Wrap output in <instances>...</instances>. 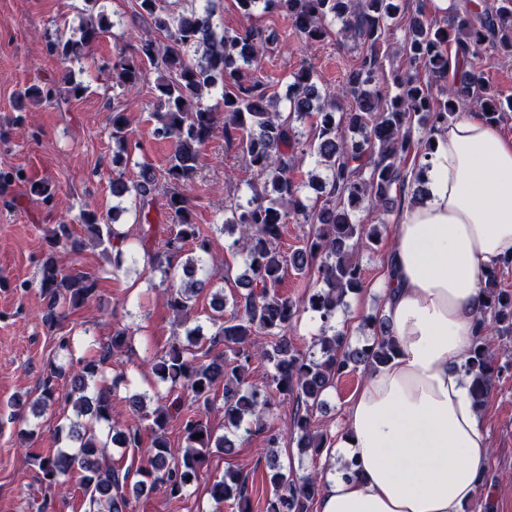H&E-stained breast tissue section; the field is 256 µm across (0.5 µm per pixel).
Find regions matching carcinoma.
<instances>
[{
	"mask_svg": "<svg viewBox=\"0 0 512 512\" xmlns=\"http://www.w3.org/2000/svg\"><path fill=\"white\" fill-rule=\"evenodd\" d=\"M241 15L249 20L257 9L283 12L294 33L307 46L322 41L333 24L337 34L365 47L346 73L343 94L350 107L336 121L339 109L335 97L316 89L312 72L302 67L288 85L289 112L276 110V94L269 85L249 77L245 70L267 52L269 37L256 26L241 27L233 34L217 33L212 14L196 10L177 16L162 14L157 0H139V14L153 21L166 34V42L152 38L139 41L133 52H118L112 60V77L123 88L137 86L146 78V65L163 67L167 76L155 86L154 118L157 132L173 139L168 160L164 195L168 209L177 218L175 230L164 240L163 251L151 250L153 225L150 204L159 189L152 164L139 163L137 179L127 183L112 180V196L119 203L132 198L139 223V235L131 241L122 225L107 224L94 208L83 209L78 222L91 233L103 251L112 254V265L138 263L146 258L144 271L160 273L166 303L182 324L191 321V311L200 293L211 285L204 275L214 260L210 236L194 220L193 199L186 194L200 170V156L224 112V140L235 145L246 164L263 180L262 192L242 204L232 198L224 205L220 231L232 237L228 249L240 255L244 270L234 283L243 291L224 297L218 289L212 297L213 313L208 321L214 331L205 335L198 324L185 331L186 341H175L161 356L145 357L137 369L145 378L153 376L167 385L165 395L156 396L150 407L147 392L128 397L133 422L112 423L110 391L129 386L125 372L112 377V390L98 385L105 378L112 358L134 352L133 336L126 328L112 332L100 344L99 354L68 361L67 366L49 363L32 401L36 414L52 408L59 400L71 406L73 417L58 426L59 448L37 454L34 461L48 485L78 477L88 498V512H128L124 486L133 492L162 491L169 498H181L198 480L212 449L229 450L231 436L245 433L266 435L271 448L279 444V433L269 429L265 414L277 398L293 404V431L297 448L312 458L330 445L331 436L311 424L310 413L336 380L362 368L368 371L386 363L396 344L389 319L369 315L364 326L373 334L371 345L350 347L345 333L336 330L338 308L345 297L364 288V269L356 249L363 242L376 243V225L358 224L355 212L364 206L387 211L392 208L391 192H405L409 157L426 158L434 151L433 137L414 140L410 128L416 117L421 126L434 133L445 128L464 100L480 104L485 118L496 121L512 112V100L503 101L470 64V58L486 47L512 53V0L498 7L478 3L455 16L450 28L414 14L406 28L407 70L394 76L401 92L390 97L381 86H369V76L380 68L379 51L386 39L388 20L397 12V0H236ZM104 31L102 20L89 21L80 36L48 42L51 55L67 64L81 59ZM424 69L428 81L415 71ZM442 83L443 100L431 96V82ZM221 91L220 109L201 104L202 96ZM316 116L313 138L301 141L293 121ZM126 113L112 112V141L116 155L139 148L130 140ZM313 155L325 177L314 174L310 185L319 194L314 204L306 203L294 180L298 159ZM31 195L49 204L54 191L47 182L32 181ZM310 225L292 252L280 248L287 218ZM74 225L56 224L46 239L40 259L39 293L44 302L43 322L56 332L66 312L80 307L98 294V279L64 263V256L81 249ZM512 267V256L498 261L485 273L486 301L480 316L481 332L473 337L465 363L473 375L471 390L482 406L501 372L496 364V342L512 335V294L498 288L500 270ZM307 277L317 275L323 287L316 288L299 304L280 290L288 269ZM231 305L229 316L224 308ZM311 311L321 323L314 338L319 352L302 353L288 339L290 328L303 311ZM270 369L264 385L249 383L254 364ZM223 386L224 428L217 433L207 415L216 403V389ZM177 423L183 446L172 447L167 433ZM201 438L196 439L194 435ZM137 448L145 465L135 472L112 463L108 448ZM269 483L273 495L266 512H309L322 490L317 473L299 475L293 468L271 466ZM210 497L217 505L233 500L237 512H252L246 478L233 470L224 472L212 484Z\"/></svg>",
	"mask_w": 512,
	"mask_h": 512,
	"instance_id": "1",
	"label": "carcinoma"
}]
</instances>
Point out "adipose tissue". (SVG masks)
<instances>
[{"label": "adipose tissue", "mask_w": 512, "mask_h": 512, "mask_svg": "<svg viewBox=\"0 0 512 512\" xmlns=\"http://www.w3.org/2000/svg\"><path fill=\"white\" fill-rule=\"evenodd\" d=\"M426 195L392 227L382 281L395 355L367 372L317 512H464L490 454L463 369L484 307V273L512 254V139L466 113L436 137Z\"/></svg>", "instance_id": "ef3b65f1"}]
</instances>
